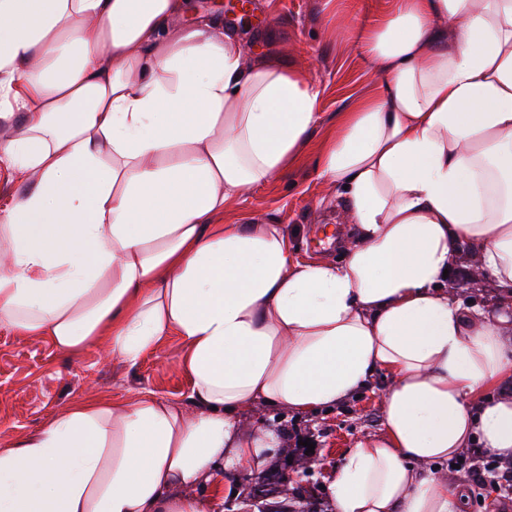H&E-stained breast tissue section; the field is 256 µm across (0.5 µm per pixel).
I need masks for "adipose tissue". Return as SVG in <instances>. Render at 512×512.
<instances>
[{
	"label": "adipose tissue",
	"instance_id": "ef3b65f1",
	"mask_svg": "<svg viewBox=\"0 0 512 512\" xmlns=\"http://www.w3.org/2000/svg\"><path fill=\"white\" fill-rule=\"evenodd\" d=\"M189 0H0V328L134 366L167 336L189 407L85 399L0 449V512H209L259 473L257 407L330 409L389 376L382 431L331 477L334 512H460L431 466L512 460V322L451 297L469 248L512 302V0H391L360 45L373 94L314 165L354 235L299 261L279 224H218L281 174L320 89Z\"/></svg>",
	"mask_w": 512,
	"mask_h": 512
}]
</instances>
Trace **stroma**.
I'll use <instances>...</instances> for the list:
<instances>
[{
	"label": "stroma",
	"instance_id": "obj_1",
	"mask_svg": "<svg viewBox=\"0 0 512 512\" xmlns=\"http://www.w3.org/2000/svg\"><path fill=\"white\" fill-rule=\"evenodd\" d=\"M388 0H247L248 20L217 6L215 0H195V15L219 21L244 38L248 58H275L283 65L304 67L320 89L321 123L305 144L300 160L268 184L233 199L224 207V224H280L299 259L335 262L342 256L348 233L347 216L336 205V193L314 171V160L336 132L339 112L375 89L376 70L355 47L358 34L382 18ZM452 278L466 279L456 289L461 300L496 309L494 285L475 275L470 258H462ZM187 352L179 337H167L155 353L130 367L112 360L104 344L67 356L49 343L0 329V448L47 425L70 404L90 395L128 404L150 392L187 405L191 392L180 369ZM388 382L376 374L369 387L333 411L310 416L279 415L257 410L251 424L275 430L279 445L268 466L284 465L288 451L300 441L314 445L309 478L317 486L329 477L362 437L381 428L382 392ZM465 504L463 512H512V503L484 482L458 473Z\"/></svg>",
	"mask_w": 512,
	"mask_h": 512
}]
</instances>
